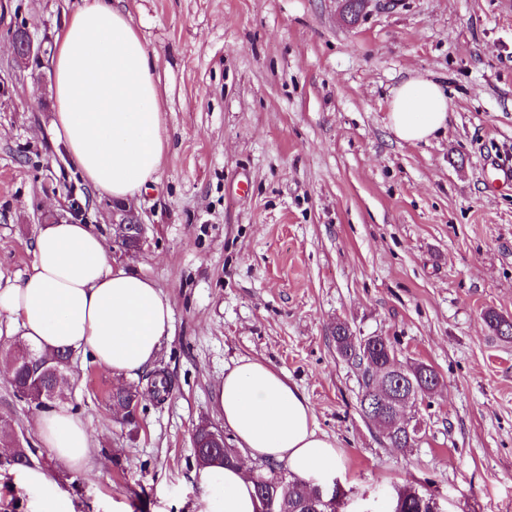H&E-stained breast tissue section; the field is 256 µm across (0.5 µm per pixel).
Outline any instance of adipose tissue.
Here are the masks:
<instances>
[{"instance_id":"1","label":"adipose tissue","mask_w":512,"mask_h":512,"mask_svg":"<svg viewBox=\"0 0 512 512\" xmlns=\"http://www.w3.org/2000/svg\"><path fill=\"white\" fill-rule=\"evenodd\" d=\"M51 63L56 136L86 182L115 200L155 182L165 151L159 76L117 0H81L63 22ZM388 122L399 140H428L448 124L443 87L422 77L403 83ZM33 255L25 277L0 289V319L34 348L90 354L117 379L151 367L172 322L170 302L152 280L112 263L103 238L78 222L48 225ZM214 402L245 462L194 472L208 512H259L249 461L282 465L310 484L342 474L341 451L316 427L309 400L267 363L245 359L228 370ZM35 428L68 470L89 469L91 436L80 416L43 411Z\"/></svg>"}]
</instances>
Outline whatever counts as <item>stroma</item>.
<instances>
[{
    "instance_id": "35a3bbf8",
    "label": "stroma",
    "mask_w": 512,
    "mask_h": 512,
    "mask_svg": "<svg viewBox=\"0 0 512 512\" xmlns=\"http://www.w3.org/2000/svg\"><path fill=\"white\" fill-rule=\"evenodd\" d=\"M77 2L0 0V285L25 277L48 215L67 213L161 288L173 321L154 364L170 391L143 399L134 424L109 400L117 379L73 355L62 405L94 446L81 474L0 377V420L64 512H207L192 434L223 430L214 391L244 358L282 371L342 450L338 512L410 487L440 512H512V342L483 320L512 316V188L488 163L512 154V0H367L351 23L341 0H123L156 59L168 137L157 182L132 199L146 228L132 256L111 198L56 138L51 65L12 53L20 27L54 48ZM419 76L447 91L448 125L402 142L388 102ZM339 322L439 373L413 447L362 415ZM27 471L0 467V512H41Z\"/></svg>"
}]
</instances>
